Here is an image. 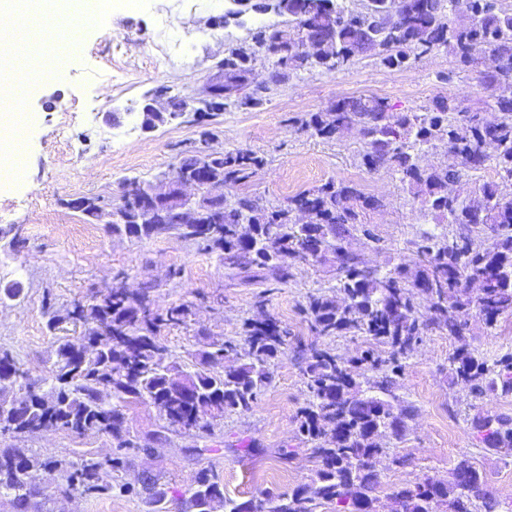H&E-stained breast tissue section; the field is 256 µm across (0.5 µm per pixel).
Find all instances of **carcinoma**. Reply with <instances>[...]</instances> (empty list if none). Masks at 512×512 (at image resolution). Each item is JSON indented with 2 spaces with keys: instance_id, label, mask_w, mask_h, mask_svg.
<instances>
[{
  "instance_id": "obj_1",
  "label": "carcinoma",
  "mask_w": 512,
  "mask_h": 512,
  "mask_svg": "<svg viewBox=\"0 0 512 512\" xmlns=\"http://www.w3.org/2000/svg\"><path fill=\"white\" fill-rule=\"evenodd\" d=\"M278 15L288 18L294 33L285 36L275 24L262 25L247 39L253 54L264 53L283 41L287 53L277 56L268 77L255 81L253 61L229 50L216 64L224 75V105L259 109L265 104L268 83L278 81L282 68L290 71L321 68L338 70L362 56H375L389 69L445 48L464 68L479 67V51L498 46L497 67L480 71L481 85L494 91L498 117L487 122L479 112L459 109L456 97H437L422 112H395L376 96L343 97L327 112H313L301 120L312 135L331 139L348 127H358L363 139L362 165L370 172L388 170L414 196L422 199L440 224H456L452 237L424 232L420 257L410 271L396 266L382 271L351 252L347 239L359 230L366 210L381 201L366 195L352 181L328 179L288 199V209L248 193L200 201L206 224H175L170 214L138 221L140 192L146 182L125 178L132 192L121 208L126 222L110 224L114 233L143 239L170 235L192 241L250 282L273 277L286 282L297 261L336 266V291L343 295H311L303 312L317 336L360 335L367 346L351 358L329 348L313 349L304 357L303 375L310 394L297 414L303 442L313 445L315 469L310 481L288 492L260 490L249 499L252 512H316L336 503L347 512H378L376 492L381 480L370 459L386 453L377 439L383 434L404 436L414 407L399 400L396 379L403 360L432 331L462 335L458 313L476 310L488 324L512 314V11L503 0H364L352 7L347 0H279ZM439 142L448 144L458 168L423 166L419 153ZM494 148L484 154V146ZM224 171V185L241 186L264 168L256 152H211L197 144L179 159L173 174L197 166ZM494 167L500 182L474 186L466 197L448 193V185L467 183L471 173ZM311 215L296 222L293 210ZM486 225L494 242L482 244L476 227ZM476 280L480 294H469L465 281ZM146 285L137 292L125 287L123 274L91 307L74 305L68 318L90 328L77 341L58 344L52 385L41 389L20 369L13 355L0 349V401L15 406L0 410V435L16 439L43 428L77 435L109 433L118 447L123 438V404L151 402L168 410L174 423L208 430L224 415L252 410L261 391L273 381L272 365L285 345L288 331L270 316L243 323V343L208 334L188 362L178 361L161 341L166 330L187 325L190 306L175 304L163 312L152 308ZM428 302L420 311L415 297ZM235 356L224 371L211 366ZM369 365L379 372L366 383L356 370ZM452 381L477 396L512 394V353L488 362L468 351L450 358ZM112 391L117 403L107 406L102 393ZM489 451L512 453V418L486 414L473 420ZM126 466L115 455L105 462L79 464L43 460L13 444L0 448V496L9 497L15 512H39L37 502L17 481L21 467L41 469L82 494L112 491L108 471ZM389 499L402 512H438L444 504L454 512H498L499 500L486 489L483 474L467 459L458 462L452 479L426 477L411 487L392 490ZM191 512H247L244 503L224 496V485L202 470L186 500Z\"/></svg>"
}]
</instances>
